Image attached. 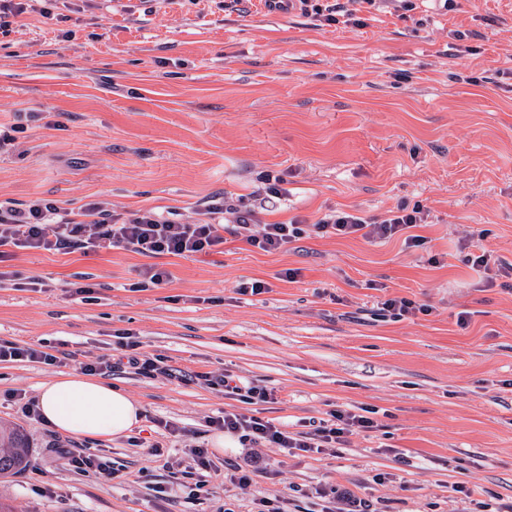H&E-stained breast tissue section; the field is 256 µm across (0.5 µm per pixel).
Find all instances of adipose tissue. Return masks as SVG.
I'll use <instances>...</instances> for the list:
<instances>
[{
  "instance_id": "1",
  "label": "adipose tissue",
  "mask_w": 512,
  "mask_h": 512,
  "mask_svg": "<svg viewBox=\"0 0 512 512\" xmlns=\"http://www.w3.org/2000/svg\"><path fill=\"white\" fill-rule=\"evenodd\" d=\"M36 405L55 430L80 438H119L141 419L140 404L123 389L87 375H67L40 385Z\"/></svg>"
}]
</instances>
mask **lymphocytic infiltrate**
<instances>
[{"instance_id":"f902f5d3","label":"lymphocytic infiltrate","mask_w":512,"mask_h":512,"mask_svg":"<svg viewBox=\"0 0 512 512\" xmlns=\"http://www.w3.org/2000/svg\"><path fill=\"white\" fill-rule=\"evenodd\" d=\"M429 217L430 212L423 205L401 203L380 218H367L355 210L336 209L313 223L299 216L285 223H264L251 206L215 201L205 206L200 218L189 223L152 210L119 217L96 202L84 204L74 213L61 210L50 200L38 199L21 207L7 201L0 202V247L48 251L80 249L87 253L122 247L144 256L189 257L223 244L224 238L218 233L222 224L231 225L233 233L245 234L251 246L269 253L311 234L355 235L371 242L402 233L408 246L421 247L426 243L425 237L412 234L411 229L427 223ZM139 346V340L128 338L126 357H104L93 363H80L79 368L90 375L129 368L146 378L159 374L175 377V370L170 369L164 358L141 354ZM195 379L217 392L243 396L248 404L267 403L275 398L273 390L243 382L227 372L199 373ZM332 417L331 424L317 426L299 437L261 418L231 411L210 418L209 425L237 437L243 444L267 443L306 452L335 447L344 443L348 435L377 427L371 417L348 410H335Z\"/></svg>"}]
</instances>
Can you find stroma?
Returning a JSON list of instances; mask_svg holds the SVG:
<instances>
[{
    "label": "stroma",
    "instance_id": "stroma-1",
    "mask_svg": "<svg viewBox=\"0 0 512 512\" xmlns=\"http://www.w3.org/2000/svg\"><path fill=\"white\" fill-rule=\"evenodd\" d=\"M358 15L355 27L264 16L255 0H32L0 24V201L186 222L216 197L244 199L269 223L336 208L379 218L402 202L430 212L413 229L418 248L400 234L313 235L267 253L228 234L185 258L7 249L0 269L20 279L0 285V340L71 354L0 363V425L32 444L26 470L0 477L12 512H254L284 496L291 512H337L342 489L372 512H512V283H487L460 248L467 239L512 263V0ZM265 173L288 191L269 211ZM151 265L168 282L135 289ZM253 280L265 292L240 294ZM73 282L93 294H72ZM389 298L419 310L392 318ZM129 335L182 373L108 378L141 404L133 435L161 456L125 437L61 435L12 401L120 355ZM225 371L274 401L191 379ZM338 408L371 410L377 429L309 452L225 436L205 493L187 498L189 451L209 448L219 412L299 434ZM87 448L117 475L77 472L68 455ZM255 456L274 474L232 482L230 464Z\"/></svg>",
    "mask_w": 512,
    "mask_h": 512
}]
</instances>
